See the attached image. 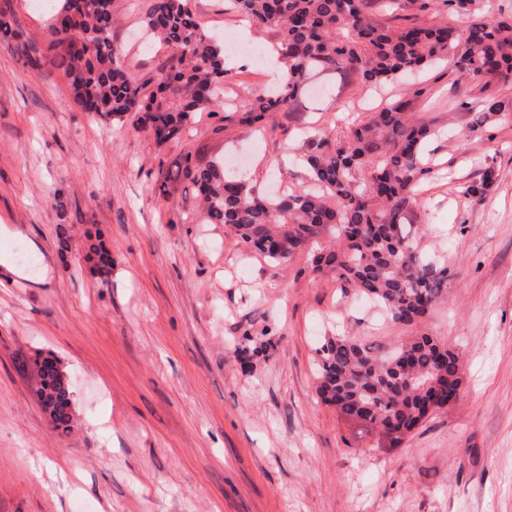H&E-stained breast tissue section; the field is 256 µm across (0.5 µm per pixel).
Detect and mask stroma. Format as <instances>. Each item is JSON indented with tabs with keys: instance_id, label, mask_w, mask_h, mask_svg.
<instances>
[{
	"instance_id": "35a3bbf8",
	"label": "stroma",
	"mask_w": 512,
	"mask_h": 512,
	"mask_svg": "<svg viewBox=\"0 0 512 512\" xmlns=\"http://www.w3.org/2000/svg\"><path fill=\"white\" fill-rule=\"evenodd\" d=\"M153 0H116L114 46L138 80L162 52L139 47ZM378 21L433 23L419 0H369ZM203 28L240 33L229 0H191ZM59 0H0L40 42ZM270 33L224 45V103L161 142L135 113L84 111L60 70L24 66L0 43V512H512V117L472 134L463 100L512 98V85L422 73L416 116L441 129L412 220L427 256L447 267L448 300L423 324L311 271L308 254L275 265L212 224L191 183H154L192 153L226 161L257 194L304 186L308 137L367 120L408 82L368 88L312 74L263 130L241 125L278 78ZM483 199L461 193L486 169ZM100 233L110 274L85 258ZM68 249H60V237ZM343 332L394 348L419 333L463 358L457 399L398 448L323 404L317 348ZM51 354L73 416L57 428L30 380ZM43 478H36L33 466Z\"/></svg>"
}]
</instances>
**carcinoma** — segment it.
I'll return each instance as SVG.
<instances>
[{"instance_id":"1","label":"carcinoma","mask_w":512,"mask_h":512,"mask_svg":"<svg viewBox=\"0 0 512 512\" xmlns=\"http://www.w3.org/2000/svg\"><path fill=\"white\" fill-rule=\"evenodd\" d=\"M230 2L257 30L275 35L288 68L284 85L245 111L241 123L249 127L295 101L318 68L379 86L447 62L459 83L490 78L512 84V19L392 26L368 15L367 0ZM142 23L165 55L149 92L112 44L114 0H63L43 43L22 41L24 64L63 71L87 112L106 121L137 112L157 140L176 139L195 112L224 107V44L203 30L191 0H154ZM22 36L10 20L0 19V42L9 45ZM423 95L417 86L411 97L392 100L343 134L319 132L303 158L308 185L300 191L261 197L227 176L224 163L202 166L189 153L156 190L166 195L173 177L189 181L202 197L207 221L234 228L247 248L275 264L306 250L313 271L336 275L392 322L421 324L447 299L449 278L448 268L423 255L407 224L418 186L431 174L424 150L435 128L413 115ZM511 114L512 99H487L469 130ZM493 180L489 168L462 193L481 198ZM317 353V395L392 448L459 394L457 351L425 333L391 352L346 334L327 336Z\"/></svg>"}]
</instances>
